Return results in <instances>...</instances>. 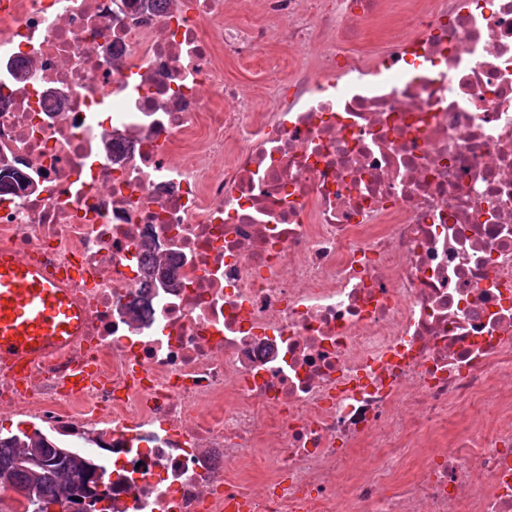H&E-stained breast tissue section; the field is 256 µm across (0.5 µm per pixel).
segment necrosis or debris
Instances as JSON below:
<instances>
[{
    "instance_id": "necrosis-or-debris-1",
    "label": "necrosis or debris",
    "mask_w": 512,
    "mask_h": 512,
    "mask_svg": "<svg viewBox=\"0 0 512 512\" xmlns=\"http://www.w3.org/2000/svg\"><path fill=\"white\" fill-rule=\"evenodd\" d=\"M232 6L0 0V250L90 316L0 419L111 512H512V0Z\"/></svg>"
}]
</instances>
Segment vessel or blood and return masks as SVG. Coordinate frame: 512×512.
<instances>
[{
	"label": "vessel or blood",
	"instance_id": "1",
	"mask_svg": "<svg viewBox=\"0 0 512 512\" xmlns=\"http://www.w3.org/2000/svg\"><path fill=\"white\" fill-rule=\"evenodd\" d=\"M88 317L37 260L0 253V361L19 366L71 343Z\"/></svg>",
	"mask_w": 512,
	"mask_h": 512
}]
</instances>
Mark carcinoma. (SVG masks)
<instances>
[{"instance_id": "obj_1", "label": "carcinoma", "mask_w": 512, "mask_h": 512, "mask_svg": "<svg viewBox=\"0 0 512 512\" xmlns=\"http://www.w3.org/2000/svg\"><path fill=\"white\" fill-rule=\"evenodd\" d=\"M97 472L93 459L37 430L32 436L0 437V475L10 477L12 488L35 507V512H47L48 506L56 504L73 512L77 498L84 502L82 512H92L101 500Z\"/></svg>"}]
</instances>
